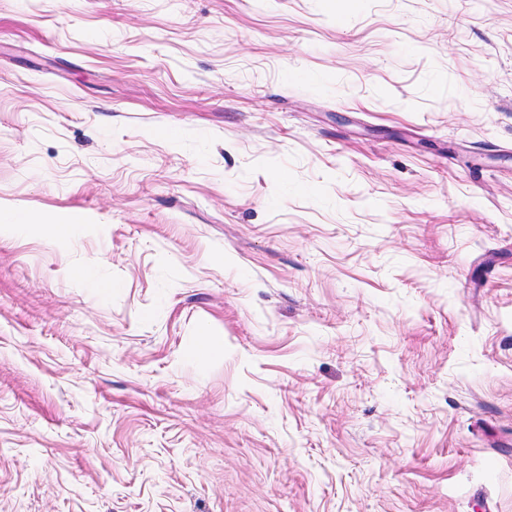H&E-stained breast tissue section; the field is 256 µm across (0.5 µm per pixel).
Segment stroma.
Returning a JSON list of instances; mask_svg holds the SVG:
<instances>
[{
	"mask_svg": "<svg viewBox=\"0 0 512 512\" xmlns=\"http://www.w3.org/2000/svg\"><path fill=\"white\" fill-rule=\"evenodd\" d=\"M1 209L0 512H512V0H0Z\"/></svg>",
	"mask_w": 512,
	"mask_h": 512,
	"instance_id": "obj_1",
	"label": "stroma"
}]
</instances>
